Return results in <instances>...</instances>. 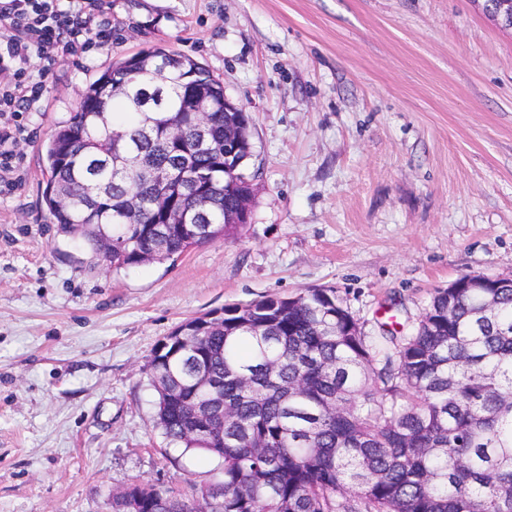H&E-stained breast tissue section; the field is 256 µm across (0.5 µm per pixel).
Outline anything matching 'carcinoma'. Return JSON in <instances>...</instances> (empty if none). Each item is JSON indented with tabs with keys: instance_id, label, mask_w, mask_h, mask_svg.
I'll use <instances>...</instances> for the list:
<instances>
[{
	"instance_id": "1",
	"label": "carcinoma",
	"mask_w": 512,
	"mask_h": 512,
	"mask_svg": "<svg viewBox=\"0 0 512 512\" xmlns=\"http://www.w3.org/2000/svg\"><path fill=\"white\" fill-rule=\"evenodd\" d=\"M236 121L251 130L189 56L114 63L47 145L50 220L115 269L237 238L224 173ZM177 170L197 180L160 197L148 173ZM167 210L199 215L210 234L164 226ZM149 368L156 427L186 451L224 448V480L191 497L132 484L112 512H512V288L489 309L477 288H440L411 333L383 323L375 336L333 288L233 304L182 323ZM200 370L228 408L208 438L194 433L193 406L208 403Z\"/></svg>"
}]
</instances>
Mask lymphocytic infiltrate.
I'll list each match as a JSON object with an SVG mask.
<instances>
[{
    "mask_svg": "<svg viewBox=\"0 0 512 512\" xmlns=\"http://www.w3.org/2000/svg\"><path fill=\"white\" fill-rule=\"evenodd\" d=\"M94 0H0V175L17 167L16 147L26 128L23 112L46 90L43 71L31 68L32 56L55 63L59 54L89 52L110 45L112 22L87 25L85 11Z\"/></svg>",
    "mask_w": 512,
    "mask_h": 512,
    "instance_id": "1",
    "label": "lymphocytic infiltrate"
}]
</instances>
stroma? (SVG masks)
<instances>
[{
    "label": "stroma",
    "instance_id": "obj_1",
    "mask_svg": "<svg viewBox=\"0 0 512 512\" xmlns=\"http://www.w3.org/2000/svg\"><path fill=\"white\" fill-rule=\"evenodd\" d=\"M112 43L47 69L0 182V512H111L142 482H222L169 446L148 363L183 322L332 288L368 333L438 288L512 275V30L476 0H98ZM161 46L252 119L235 241L119 271L48 220L47 144L109 66Z\"/></svg>",
    "mask_w": 512,
    "mask_h": 512
}]
</instances>
